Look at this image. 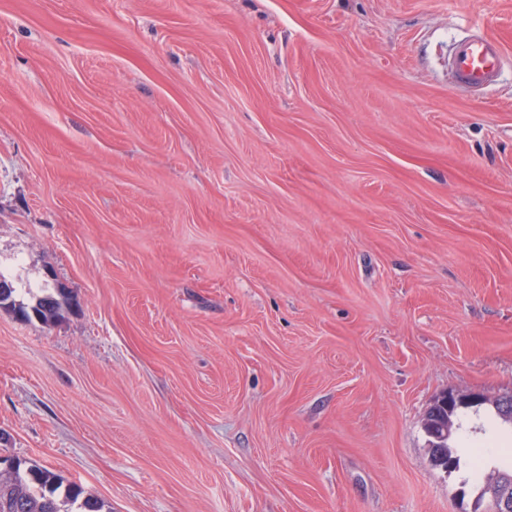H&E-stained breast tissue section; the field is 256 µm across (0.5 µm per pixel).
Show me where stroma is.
I'll list each match as a JSON object with an SVG mask.
<instances>
[{"label": "stroma", "mask_w": 512, "mask_h": 512, "mask_svg": "<svg viewBox=\"0 0 512 512\" xmlns=\"http://www.w3.org/2000/svg\"><path fill=\"white\" fill-rule=\"evenodd\" d=\"M480 32L507 63L448 72ZM0 455L111 512H471L512 391V0H0ZM502 58L503 50L497 41L476 34L455 45L450 65L461 86L480 89L495 80ZM4 277L0 273V294L4 298L11 289V293L7 299L0 298V308L9 309L13 313L23 312L27 316V321H31L34 317L31 315V310L36 313L37 319L45 320L54 316L59 312L63 306L71 304L70 298L64 293L62 288H59L56 294L46 293L45 288H41V294L35 295L33 303H24L17 301L15 298L16 289L12 287L10 282L2 280ZM496 408L503 420L512 424V392L498 395L494 398H487L480 394H456L454 392H442L437 395L428 407L423 428L430 438L429 450L431 458L437 466L447 472L454 469V464L448 460V453L453 458L456 467H459L460 458L457 455V436L448 441V448H445L448 437L454 429L452 411L456 408H480L482 406Z\"/></svg>", "instance_id": "obj_1"}]
</instances>
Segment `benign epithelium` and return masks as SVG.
Segmentation results:
<instances>
[{"label":"benign epithelium","mask_w":512,"mask_h":512,"mask_svg":"<svg viewBox=\"0 0 512 512\" xmlns=\"http://www.w3.org/2000/svg\"><path fill=\"white\" fill-rule=\"evenodd\" d=\"M485 405L496 408L503 420L512 424L511 391L494 398L446 391L434 398L426 411L423 428L430 438V455L436 465L449 472L454 469V464L448 460V449L445 448L454 429L452 411L456 408H480ZM485 501L490 504L488 512H512V477L504 474L495 475L486 483L483 492L476 497L474 508H479Z\"/></svg>","instance_id":"obj_1"}]
</instances>
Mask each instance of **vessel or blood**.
Instances as JSON below:
<instances>
[{
  "label": "vessel or blood",
  "instance_id": "vessel-or-blood-1",
  "mask_svg": "<svg viewBox=\"0 0 512 512\" xmlns=\"http://www.w3.org/2000/svg\"><path fill=\"white\" fill-rule=\"evenodd\" d=\"M502 58L503 50L497 41L476 34L455 45L450 65L461 86L480 89L495 80Z\"/></svg>",
  "mask_w": 512,
  "mask_h": 512
}]
</instances>
